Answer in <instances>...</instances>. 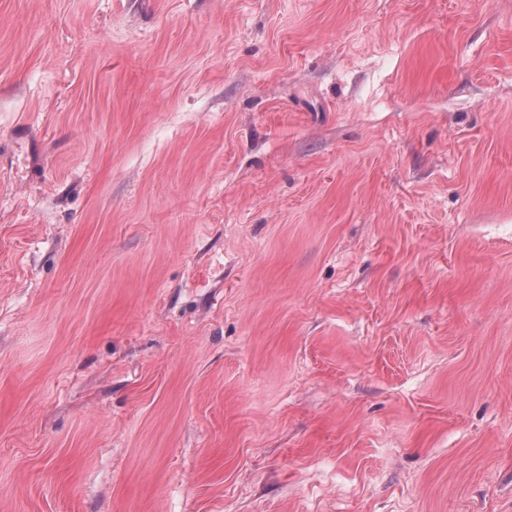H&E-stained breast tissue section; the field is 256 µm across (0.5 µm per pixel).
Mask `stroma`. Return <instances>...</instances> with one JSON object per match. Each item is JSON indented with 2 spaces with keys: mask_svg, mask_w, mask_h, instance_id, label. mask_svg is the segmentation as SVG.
<instances>
[{
  "mask_svg": "<svg viewBox=\"0 0 512 512\" xmlns=\"http://www.w3.org/2000/svg\"><path fill=\"white\" fill-rule=\"evenodd\" d=\"M0 512H512V0H0Z\"/></svg>",
  "mask_w": 512,
  "mask_h": 512,
  "instance_id": "1",
  "label": "stroma"
}]
</instances>
